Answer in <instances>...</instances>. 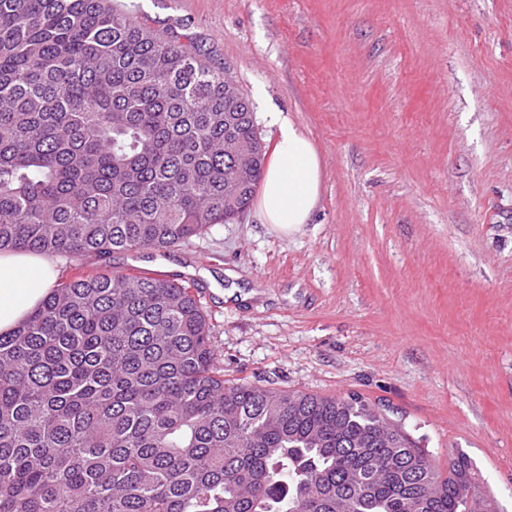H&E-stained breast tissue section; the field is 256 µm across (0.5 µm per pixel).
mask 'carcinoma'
<instances>
[{"instance_id":"1","label":"carcinoma","mask_w":512,"mask_h":512,"mask_svg":"<svg viewBox=\"0 0 512 512\" xmlns=\"http://www.w3.org/2000/svg\"><path fill=\"white\" fill-rule=\"evenodd\" d=\"M200 56L103 0H0V251L78 270L0 335V512H478L467 456L361 397L224 384L193 288L81 271L248 206L266 146Z\"/></svg>"}]
</instances>
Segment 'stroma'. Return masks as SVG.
Segmentation results:
<instances>
[{"mask_svg":"<svg viewBox=\"0 0 512 512\" xmlns=\"http://www.w3.org/2000/svg\"><path fill=\"white\" fill-rule=\"evenodd\" d=\"M105 4L289 118L322 187L293 235L249 208L85 268L194 284L225 383L359 395L512 512V0Z\"/></svg>","mask_w":512,"mask_h":512,"instance_id":"1","label":"stroma"}]
</instances>
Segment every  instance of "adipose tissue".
I'll return each mask as SVG.
<instances>
[{"label":"adipose tissue","instance_id":"ef3b65f1","mask_svg":"<svg viewBox=\"0 0 512 512\" xmlns=\"http://www.w3.org/2000/svg\"><path fill=\"white\" fill-rule=\"evenodd\" d=\"M280 138L263 172L254 209L261 223L289 235L310 222L321 184V160L303 131L279 112L264 113ZM57 263L28 251L0 252V333L14 331L51 292Z\"/></svg>","mask_w":512,"mask_h":512}]
</instances>
